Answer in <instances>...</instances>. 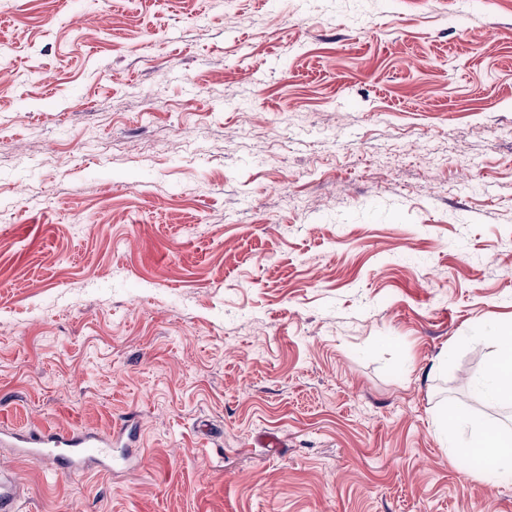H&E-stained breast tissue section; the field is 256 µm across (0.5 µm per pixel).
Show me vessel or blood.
I'll return each instance as SVG.
<instances>
[{
	"label": "vessel or blood",
	"mask_w": 512,
	"mask_h": 512,
	"mask_svg": "<svg viewBox=\"0 0 512 512\" xmlns=\"http://www.w3.org/2000/svg\"><path fill=\"white\" fill-rule=\"evenodd\" d=\"M15 440L30 457H55L66 464L70 472L76 474L84 473L94 464L108 466L112 463L111 444L80 433H49L39 437L19 433L16 434ZM20 494L21 491L15 481L10 476L1 474L0 512H17Z\"/></svg>",
	"instance_id": "1"
}]
</instances>
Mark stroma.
<instances>
[{
  "label": "stroma",
  "instance_id": "1",
  "mask_svg": "<svg viewBox=\"0 0 512 512\" xmlns=\"http://www.w3.org/2000/svg\"><path fill=\"white\" fill-rule=\"evenodd\" d=\"M1 45L0 426L138 437L0 447L18 512H512L453 455L512 434V0H0ZM496 381L493 396L498 399L512 398V341L501 343L495 364ZM17 446L30 457L53 456L66 464L70 472L83 474L91 465H112V441L99 442L91 436L73 433H49L34 437L28 433L14 434Z\"/></svg>",
  "mask_w": 512,
  "mask_h": 512
}]
</instances>
